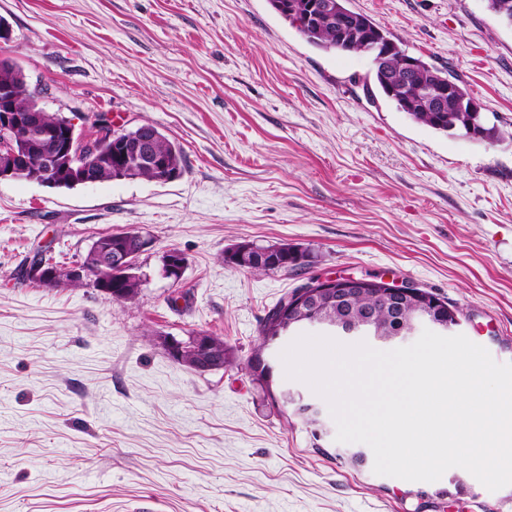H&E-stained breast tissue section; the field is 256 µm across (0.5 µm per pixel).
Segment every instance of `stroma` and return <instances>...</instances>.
<instances>
[{"mask_svg":"<svg viewBox=\"0 0 512 512\" xmlns=\"http://www.w3.org/2000/svg\"><path fill=\"white\" fill-rule=\"evenodd\" d=\"M405 53L448 68L493 143L439 133L368 99L369 55L322 51L268 0H0V57L81 123H150L180 145L181 178L51 189L0 180V512H507L454 467L434 482L340 458L329 435L260 395L247 362L261 321L306 277H387L458 306L460 334L512 363V28L482 0H347ZM152 245L137 297L57 291L22 276L40 251L83 259L127 229ZM240 242L313 264L256 274L221 263ZM181 251L179 281L161 256ZM153 340H145L144 330ZM223 337L232 368L174 361L158 336ZM460 494L438 496L449 479Z\"/></svg>","mask_w":512,"mask_h":512,"instance_id":"stroma-1","label":"stroma"}]
</instances>
